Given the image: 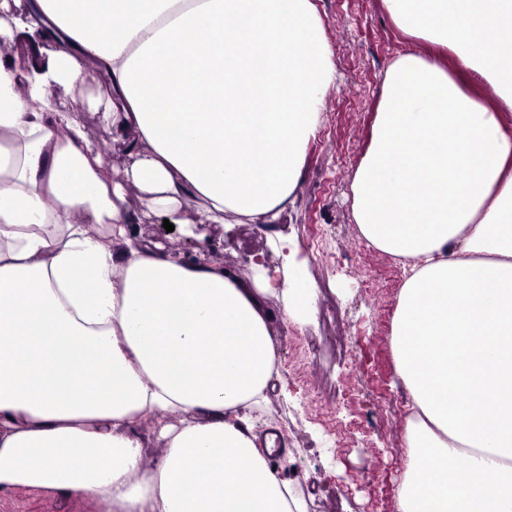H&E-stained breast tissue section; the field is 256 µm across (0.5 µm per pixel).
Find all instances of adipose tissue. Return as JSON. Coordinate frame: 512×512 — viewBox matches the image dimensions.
<instances>
[{
	"label": "adipose tissue",
	"instance_id": "obj_1",
	"mask_svg": "<svg viewBox=\"0 0 512 512\" xmlns=\"http://www.w3.org/2000/svg\"><path fill=\"white\" fill-rule=\"evenodd\" d=\"M512 107V0H384ZM0 494L99 512H307L257 445L279 375L266 300L312 312L300 266L245 281L133 238L127 185L170 223L278 224L336 70L312 0H28L0 19ZM64 87L136 160L117 182ZM400 260L390 343L410 402L397 512H512V132L416 52L384 79L352 186ZM99 224L89 233L85 222ZM167 446L145 468L147 419ZM467 454L464 471L448 468ZM90 501L63 497L41 489H19L0 494V512H97Z\"/></svg>",
	"mask_w": 512,
	"mask_h": 512
}]
</instances>
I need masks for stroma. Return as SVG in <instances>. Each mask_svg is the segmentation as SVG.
I'll return each mask as SVG.
<instances>
[{"instance_id": "obj_1", "label": "stroma", "mask_w": 512, "mask_h": 512, "mask_svg": "<svg viewBox=\"0 0 512 512\" xmlns=\"http://www.w3.org/2000/svg\"><path fill=\"white\" fill-rule=\"evenodd\" d=\"M332 51L337 80L324 100L317 137L306 149L294 205L280 224H202L165 231L136 188L126 208L133 236L178 250L206 253L225 270L247 279L254 259L280 266L273 243L279 234L296 245L314 291L312 323H286L283 302L267 301L283 389L269 395L265 416L284 445L274 455L281 474L297 482L309 512H397V488L407 449L401 418L407 393L394 371L389 343L404 281L383 252L361 236L353 218L351 184L367 152L384 90V75L397 55L418 41L392 22L382 0H313ZM56 103L98 146L113 178L123 179L135 160L128 140L116 136L68 89ZM0 512H98L90 501L41 489L0 494Z\"/></svg>"}]
</instances>
